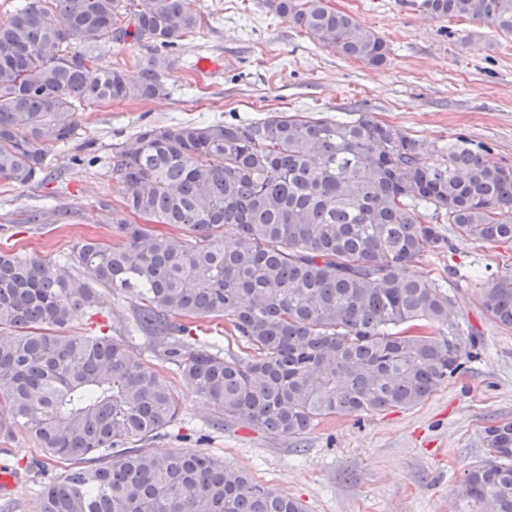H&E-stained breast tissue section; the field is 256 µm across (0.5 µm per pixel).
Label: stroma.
I'll return each instance as SVG.
<instances>
[{
  "label": "stroma",
  "mask_w": 512,
  "mask_h": 512,
  "mask_svg": "<svg viewBox=\"0 0 512 512\" xmlns=\"http://www.w3.org/2000/svg\"><path fill=\"white\" fill-rule=\"evenodd\" d=\"M374 30L389 46L386 65L373 67L320 44L267 0H192L203 26L173 49L170 96L112 102L81 113L77 139L55 147L58 176L25 186L0 182V251L43 261H64L83 236L112 239L102 204L120 210L122 189L112 179L115 145L140 126L252 119L269 112L337 119L357 107L417 138L419 162L442 163L449 139L463 136L490 147L492 162L512 166V35L460 18L437 19L420 0H326ZM149 49L135 39L98 42L99 65L134 67ZM202 56L226 61L214 78H199ZM92 163L74 166L78 152ZM61 209L59 224H31L36 210ZM438 247L414 266L417 275L448 292L464 337L473 338L474 359L417 406L338 415L300 439L220 419L218 411L185 387H177L179 414L151 441L155 451L203 449L231 468L299 500L305 512H474L461 493L465 472L490 456L482 432L512 420V328L484 309L481 288L512 267V242L463 239L454 225L440 227ZM133 300L99 289L93 310L71 331H100L123 341L129 353L174 376L153 339L130 332ZM229 320L184 335L190 349L243 354ZM43 461L48 479L65 474V463L44 459L20 424L0 413V463L23 471ZM37 484L25 475L13 495L0 496V512H32Z\"/></svg>",
  "instance_id": "1"
}]
</instances>
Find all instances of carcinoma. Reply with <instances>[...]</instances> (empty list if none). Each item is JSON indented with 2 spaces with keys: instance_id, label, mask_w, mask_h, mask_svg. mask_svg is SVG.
Listing matches in <instances>:
<instances>
[{
  "instance_id": "carcinoma-1",
  "label": "carcinoma",
  "mask_w": 512,
  "mask_h": 512,
  "mask_svg": "<svg viewBox=\"0 0 512 512\" xmlns=\"http://www.w3.org/2000/svg\"><path fill=\"white\" fill-rule=\"evenodd\" d=\"M317 41L366 65L385 40L325 0H269ZM512 35V0H422ZM191 0H19L0 21V181L51 176L47 149L79 113L168 95L169 50L200 28ZM132 37L151 53L130 71L90 48ZM84 49L72 47V41ZM361 111L350 121L261 119L143 127L112 149L119 240L84 237L69 263L0 252V402L45 454L68 462L33 512H304L297 499L198 450L146 447L176 419L174 387L112 336L70 333L97 288L134 299L137 332L158 340L181 383L220 414L284 438L324 418L411 408L468 356L448 294L417 260L455 225L474 242H512V167L458 137L444 162ZM483 306L512 328V269ZM228 319L250 354L185 350L188 321ZM495 455L462 493L512 512V421L485 428Z\"/></svg>"
}]
</instances>
